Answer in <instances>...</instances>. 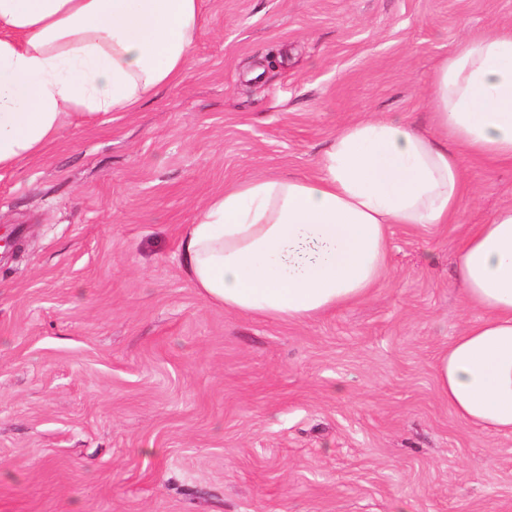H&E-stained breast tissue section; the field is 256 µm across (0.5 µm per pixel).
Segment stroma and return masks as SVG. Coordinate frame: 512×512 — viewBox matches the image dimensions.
Returning a JSON list of instances; mask_svg holds the SVG:
<instances>
[{
    "mask_svg": "<svg viewBox=\"0 0 512 512\" xmlns=\"http://www.w3.org/2000/svg\"><path fill=\"white\" fill-rule=\"evenodd\" d=\"M512 0H205L182 80L0 175V512H512V437L458 420L439 350L479 309L465 229L512 165L462 157L456 223L391 225L388 273L306 321L207 300L180 242L225 183L312 175L429 89Z\"/></svg>",
    "mask_w": 512,
    "mask_h": 512,
    "instance_id": "obj_1",
    "label": "stroma"
}]
</instances>
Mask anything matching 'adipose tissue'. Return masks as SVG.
<instances>
[{"instance_id":"ef3b65f1","label":"adipose tissue","mask_w":512,"mask_h":512,"mask_svg":"<svg viewBox=\"0 0 512 512\" xmlns=\"http://www.w3.org/2000/svg\"><path fill=\"white\" fill-rule=\"evenodd\" d=\"M204 0H0V174L67 124L132 112L179 82ZM430 101L439 138L397 118L342 128L314 176L239 180L197 210L186 272L226 310L308 320L366 297L394 224H451L470 192L461 157L512 164V25L462 40ZM467 305L482 310L438 354L439 395L461 421L512 434V205L458 246Z\"/></svg>"}]
</instances>
